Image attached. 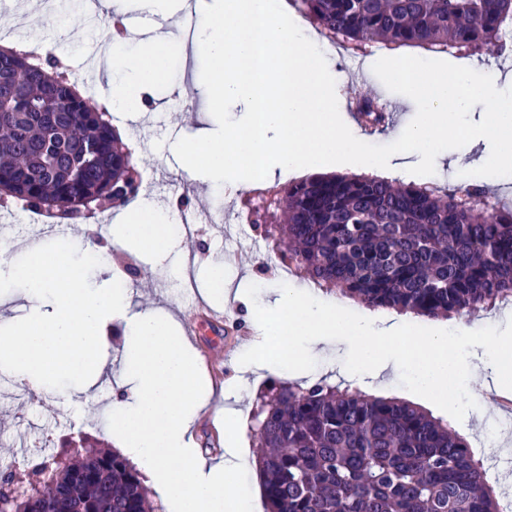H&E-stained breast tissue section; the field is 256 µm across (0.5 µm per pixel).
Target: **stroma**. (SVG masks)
I'll return each instance as SVG.
<instances>
[{
  "label": "stroma",
  "mask_w": 512,
  "mask_h": 512,
  "mask_svg": "<svg viewBox=\"0 0 512 512\" xmlns=\"http://www.w3.org/2000/svg\"><path fill=\"white\" fill-rule=\"evenodd\" d=\"M72 4L56 5L55 21L48 26L37 23L36 16L26 11L25 0H0V47L60 46V58L67 65L72 79L87 84L95 83L98 103H106L111 88L105 81L96 80L88 71L86 62L91 47L99 45L98 28L95 24H70L66 18ZM334 69L343 79L339 94L350 100L357 88L376 96L380 104L397 100L374 74L372 69L356 71V55L340 45H333L330 53ZM170 78L182 86L183 96L168 94L162 87L151 89L154 99L150 110L125 114L120 127L129 139L137 140L134 163L141 175L154 178L150 202L164 212H172V183L193 188L198 209L215 216L212 224L202 225L197 239H183L178 248L165 259L132 247L128 254L136 264L140 275L133 279H121L116 268L100 271L98 265L85 270L89 285L100 286L123 280L131 294L133 309H149L166 322L177 335H185L184 319L193 303L199 300L209 307L220 310L231 306L234 317L242 326L250 328L252 335L247 344L229 347L223 324L200 321V330L193 337H186L200 363V378L210 388L208 405L203 408L194 425V443L203 447L207 436L217 438L221 448L234 446L252 448L254 437L251 429H244L237 436L224 432V424L232 414L250 413L266 386L275 380L290 379L291 374L277 360H269L266 367L256 373L246 368V357L251 347L263 341L255 330L253 314L266 308L279 295L283 280L278 271L283 266L280 258H273L268 270L256 272L253 259L266 253L264 241L249 236L240 245L226 242L227 232L236 230L239 219L250 215L251 200L259 193H272L281 187L282 179L276 178L264 184L262 190L232 187L210 188L200 177L184 169L169 151L174 140L216 129L215 119L209 112L207 91L201 81V53L197 40L184 39L177 43V53L170 64ZM0 222L9 229L12 247L9 259L23 263L30 249L53 251L60 247L79 248L81 236L45 232L43 225L33 223L27 212L15 204L0 206ZM224 264V294L212 293L209 280L211 263ZM501 309L475 316L432 318L414 316L410 331L439 328L448 335H458L461 327L491 330L497 336L512 338V326L502 323ZM108 343L105 357L107 372L99 379L81 377L60 378L51 390L33 391L27 383L11 380L0 382V415H10L13 424L0 433V466L16 465L20 474H27L36 451L57 453L64 438L83 435L104 445L112 443V392L114 389L129 390L130 383L123 372L124 324L117 321L107 330ZM359 345L351 336H336L324 341H314L312 363L318 376L330 384H337V363L351 357ZM383 396L396 397L411 402L434 417L448 421L469 442L474 457L496 473L499 484L496 491L501 501L512 502V465L504 464L506 450L512 449V434L507 435L501 447L492 451L483 448V435L490 425L489 416L469 396H461L455 407L437 403L427 395L414 390L406 371L393 373L382 391Z\"/></svg>",
  "instance_id": "stroma-1"
}]
</instances>
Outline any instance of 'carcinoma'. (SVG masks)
<instances>
[{
    "mask_svg": "<svg viewBox=\"0 0 512 512\" xmlns=\"http://www.w3.org/2000/svg\"><path fill=\"white\" fill-rule=\"evenodd\" d=\"M350 51L381 40L430 52L512 57V0H295ZM107 107L55 54L0 59V198L67 215L124 206L141 184ZM315 176L277 191L253 224L288 268L371 308L430 317L512 302V206L484 185ZM267 512H500L470 446L448 422L395 398L320 379L273 383L252 412ZM0 512H162L122 454L83 444L46 454Z\"/></svg>",
    "mask_w": 512,
    "mask_h": 512,
    "instance_id": "1",
    "label": "carcinoma"
}]
</instances>
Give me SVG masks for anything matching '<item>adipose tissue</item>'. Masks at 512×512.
Listing matches in <instances>:
<instances>
[{
	"mask_svg": "<svg viewBox=\"0 0 512 512\" xmlns=\"http://www.w3.org/2000/svg\"><path fill=\"white\" fill-rule=\"evenodd\" d=\"M99 36L112 49L102 77L111 87L110 105L119 111L142 109V90L165 85L175 45L160 32L139 41L140 60L130 64L126 41L118 35L105 7L95 10ZM165 256L180 243L163 212L140 203L124 218L114 239ZM100 248L82 252L59 249L31 252L21 264L0 263V290L21 283L31 301L28 317L0 343V371L32 387L49 389L62 375L101 376L105 328L125 323V367L131 393L112 397V440L149 477L170 512H255V498L242 493L238 475L253 467L245 450L225 460L205 458L193 446V417L201 406L194 355L182 337L172 335L153 312L129 310L127 289L119 283L93 288L83 268L102 261ZM268 343L254 354L255 368L276 357L293 371L308 365L312 350L305 337L360 336L364 342L344 370L383 384L393 362H400L422 392L448 404L481 368L445 336L411 334L405 316L355 319L335 302L315 297L304 286L284 283L275 310L260 317Z\"/></svg>",
	"mask_w": 512,
	"mask_h": 512,
	"instance_id": "adipose-tissue-1",
	"label": "adipose tissue"
}]
</instances>
